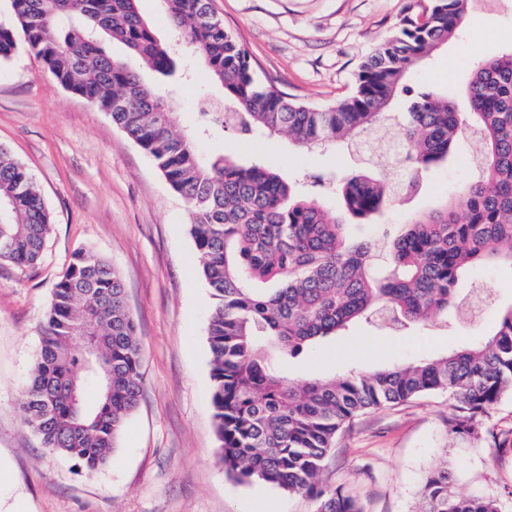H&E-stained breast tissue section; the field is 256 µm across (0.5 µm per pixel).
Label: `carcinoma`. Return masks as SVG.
<instances>
[{
    "label": "carcinoma",
    "instance_id": "1",
    "mask_svg": "<svg viewBox=\"0 0 512 512\" xmlns=\"http://www.w3.org/2000/svg\"><path fill=\"white\" fill-rule=\"evenodd\" d=\"M0 60L24 46L66 90L107 113L190 204V234L214 309L208 325L212 407L220 460L241 484L306 493L317 512H362L341 489L321 484L336 436L356 416L436 391L453 399L448 432L462 440L497 438L489 426L512 396V305L492 331L436 358L366 373L288 376V358L386 320L402 327L446 321L473 297L465 272L512 270V50L482 59L466 86V111L449 94L416 93L395 118L388 107L411 67L448 43L471 0H427L406 15L359 67L355 92L331 107L292 100L261 79L248 51L214 15L211 0H163L173 29L224 87L227 112H206L205 127L244 134L285 132L297 145L350 150L385 125L403 127L406 152L395 170L364 171L314 185L339 194L344 215L319 205L297 184L259 165L219 155L203 160L194 134L139 70L112 58L104 37L167 78L175 52L140 16L136 0H8ZM478 145L473 177L455 198L406 224H386L385 240L353 239L345 221L374 224L416 176L454 158L457 140ZM51 221L26 168L0 147V262L42 256ZM96 316L105 345L87 365L83 321ZM40 352L23 403L25 423L49 452L93 475L110 460L138 405L142 348L126 292L112 265L79 249L52 291ZM93 386L95 404L85 401ZM419 512H499L492 497H462L447 469L430 472Z\"/></svg>",
    "mask_w": 512,
    "mask_h": 512
}]
</instances>
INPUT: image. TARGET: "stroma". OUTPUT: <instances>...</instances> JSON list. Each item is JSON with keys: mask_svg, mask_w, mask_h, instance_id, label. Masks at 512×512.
Here are the masks:
<instances>
[{"mask_svg": "<svg viewBox=\"0 0 512 512\" xmlns=\"http://www.w3.org/2000/svg\"><path fill=\"white\" fill-rule=\"evenodd\" d=\"M417 0H212L225 27L248 50L263 78L294 99L329 106L355 87L364 58L392 34ZM512 49V0H475L464 28L412 72L410 91L460 96L478 59ZM188 77L143 78L163 95L178 128L201 125V111L222 88L193 56ZM0 147L33 177L52 218L41 259L0 263V512H316L317 504L267 484H238L219 461L211 403L207 329L213 299L199 275L188 203L151 158L109 116L62 88L25 49L0 60ZM203 158L223 154L291 179L329 180L358 167L344 148L305 149L287 134L249 138L227 127L196 142ZM475 149L463 138L456 157L424 173L383 221L401 224L435 208L471 177ZM93 248L120 275L142 344V395L108 464L93 476L44 451L23 421L22 395L39 355V331L52 290L75 251ZM493 300L474 321L447 326L351 330L290 362L288 373L368 372L446 353L484 335L512 304V271L483 267L467 276ZM450 400L434 393L354 419L336 439L322 480L342 488L363 512H414L425 476L455 474L457 493L497 499L512 512V397L492 423L508 447L448 433Z\"/></svg>", "mask_w": 512, "mask_h": 512, "instance_id": "1", "label": "stroma"}]
</instances>
